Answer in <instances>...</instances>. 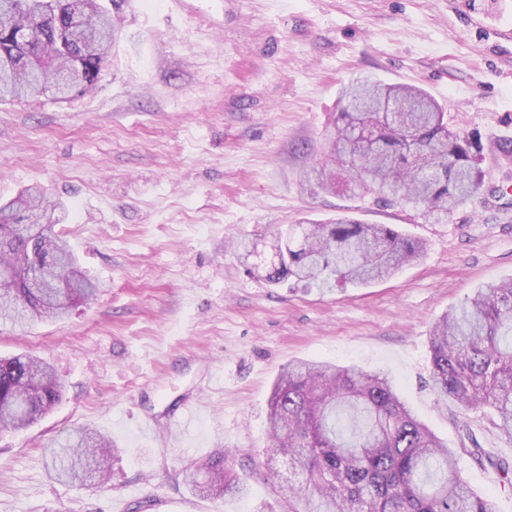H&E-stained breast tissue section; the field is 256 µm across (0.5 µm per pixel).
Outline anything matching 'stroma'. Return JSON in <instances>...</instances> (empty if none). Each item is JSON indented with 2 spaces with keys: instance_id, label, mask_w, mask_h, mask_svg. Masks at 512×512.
I'll list each match as a JSON object with an SVG mask.
<instances>
[{
  "instance_id": "obj_1",
  "label": "stroma",
  "mask_w": 512,
  "mask_h": 512,
  "mask_svg": "<svg viewBox=\"0 0 512 512\" xmlns=\"http://www.w3.org/2000/svg\"><path fill=\"white\" fill-rule=\"evenodd\" d=\"M416 85L477 141L480 187L447 223L302 183L328 149L344 84ZM512 0H129L97 87L60 102H0V204L31 185L102 288L55 323L0 325V356L47 361L62 398L0 430V512H288L264 451L271 388L293 360L384 369L449 447L470 425L512 463L487 420H463L430 379V331L473 288L512 277ZM347 215L426 246L391 278L322 292L247 274L236 240ZM201 385L187 434L140 429ZM109 437L106 482L56 480L44 455L74 430ZM247 498L203 499L185 469L219 450ZM497 512L512 490L461 455Z\"/></svg>"
}]
</instances>
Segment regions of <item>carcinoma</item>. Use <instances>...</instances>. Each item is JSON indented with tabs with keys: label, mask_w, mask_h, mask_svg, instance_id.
I'll list each match as a JSON object with an SVG mask.
<instances>
[{
	"label": "carcinoma",
	"mask_w": 512,
	"mask_h": 512,
	"mask_svg": "<svg viewBox=\"0 0 512 512\" xmlns=\"http://www.w3.org/2000/svg\"><path fill=\"white\" fill-rule=\"evenodd\" d=\"M125 0H0V98L51 93L65 101L94 88L117 39ZM346 102L329 134V154L305 179L334 184L331 167H348V184L386 206L421 211L437 224L468 200L479 184L473 143L448 128L445 113L424 90L368 76L344 85ZM57 206L46 190L29 187L0 206L14 223L0 224V319L24 328L56 321L90 300L99 284L77 263L50 224H29V213ZM247 273L271 284L293 277L321 291L367 284L395 274L423 255L424 245L386 224L340 217L298 224L279 233L265 256L243 240ZM430 373L437 395L461 415L482 412L512 445V278L482 285L445 312L430 334ZM60 384L40 359H0V428H25L49 412ZM266 466L300 469L288 482L301 512H496L458 472L459 452L441 442L406 406L386 371L298 361L283 368L269 401ZM111 442L78 429L50 448L56 477L82 478L90 466L106 476ZM502 483L512 465L484 448L471 451ZM195 494L244 497L247 485L226 467V455L200 463Z\"/></svg>",
	"instance_id": "cac0c4a2"
}]
</instances>
